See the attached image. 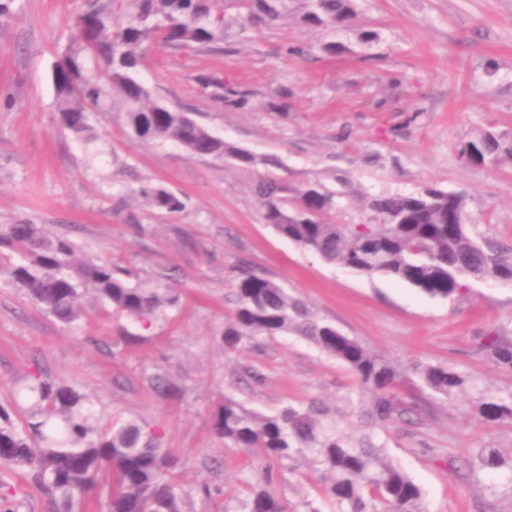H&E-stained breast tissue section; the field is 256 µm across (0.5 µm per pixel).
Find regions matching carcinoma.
Segmentation results:
<instances>
[{"mask_svg":"<svg viewBox=\"0 0 512 512\" xmlns=\"http://www.w3.org/2000/svg\"><path fill=\"white\" fill-rule=\"evenodd\" d=\"M285 0H234L239 31L276 22ZM355 19L352 0H301V21L313 29L347 28ZM76 34L51 69L56 112L61 125L82 140L94 134L95 116L117 110L130 138L143 143L172 141L200 158L232 159L238 166L280 165L212 135L189 113L151 99L140 79L146 44L153 38L173 46L226 43L230 27L224 0H80ZM205 87L222 91L226 105H242L244 95L221 79ZM474 164L512 161V139L479 132L461 149ZM265 223L277 234L331 265L365 275L383 274L431 298L453 299L471 293L472 283L512 280V240L480 231L468 219L465 195L428 185L416 192L366 195V224H340L337 198L318 183L292 189L274 177L254 188ZM132 193L165 213L184 203L149 182ZM66 236H50L39 224H1L0 268L32 303L57 320L72 324L79 299L94 297L117 314L145 324L174 306L177 298L109 259L78 258ZM235 307L224 324V349L236 351L261 336L295 335L345 363L372 398L371 420L383 427L418 410L401 396L403 379L422 383L424 400H447L463 390L466 378L448 365L413 362L400 370L336 326L315 317L308 305L278 283L244 265L238 271ZM478 347L498 368L512 371V336L492 331ZM31 405L15 424L0 407V470L18 469L43 489L52 512H74L87 494L104 501L106 512H184L187 494L174 473L176 460L162 447V435L134 422L100 425L87 399L53 382L41 370L31 373ZM479 414L512 423V400L480 399ZM315 405L289 404L260 415L224 397L213 429L225 445L256 452L266 463L248 485L246 512H289L288 501L270 488V464L311 451L331 473L321 489L336 512H420L422 492L410 476L384 458L369 436L354 444L325 425ZM477 468L500 465L497 452L480 448Z\"/></svg>","mask_w":512,"mask_h":512,"instance_id":"carcinoma-1","label":"carcinoma"}]
</instances>
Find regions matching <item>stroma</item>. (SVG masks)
Segmentation results:
<instances>
[{
    "instance_id": "stroma-1",
    "label": "stroma",
    "mask_w": 512,
    "mask_h": 512,
    "mask_svg": "<svg viewBox=\"0 0 512 512\" xmlns=\"http://www.w3.org/2000/svg\"><path fill=\"white\" fill-rule=\"evenodd\" d=\"M77 6L14 0L12 17L0 20V224L43 225L82 255L158 281L179 304L135 326L88 293L79 320L67 325L0 275V407L26 408L30 373L45 371L87 395L101 421L160 430L190 493L186 512H245L244 481L259 460L213 431L219 405L231 396L272 414L290 402L324 404L339 430L384 445L388 461L420 486L421 512H512V424L477 415L480 397H512V372L475 351L482 332L512 334V284L483 282L468 296L432 299L389 276L325 264L265 224L254 193L268 173L294 187L345 189L340 222L364 224L362 195L437 185L465 193L470 223L512 237V164L460 155L484 129L512 138V0H354L355 21L341 31L305 26L300 0H287L280 20L246 30L229 52L151 43L141 79L154 98L229 144L277 158L272 170L194 157L172 142L139 143L114 112L99 115L91 143L61 128L49 72L75 33ZM367 31L376 39L365 46ZM331 40L344 51L323 52ZM298 46L305 56L293 55ZM206 76L248 92L247 105L224 106L202 88ZM143 180L178 195L184 210L162 213L132 195ZM243 265L381 358L401 368L451 366L468 377L469 391L374 428L356 376L306 340L264 336L225 353ZM128 329L138 342L126 343ZM153 376L179 395L155 392ZM479 448L498 449L503 463L473 477L463 467ZM328 479L307 452L275 464L271 487L292 512H307L311 500L334 512L319 495ZM47 506L23 477H0V512Z\"/></svg>"
}]
</instances>
